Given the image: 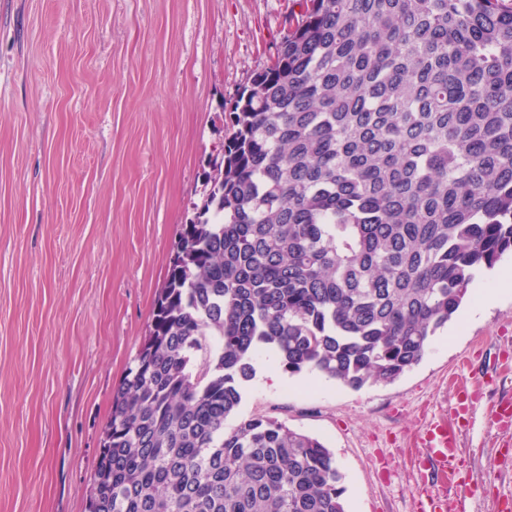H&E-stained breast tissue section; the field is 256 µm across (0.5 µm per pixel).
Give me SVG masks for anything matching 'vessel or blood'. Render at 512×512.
I'll use <instances>...</instances> for the list:
<instances>
[{
  "mask_svg": "<svg viewBox=\"0 0 512 512\" xmlns=\"http://www.w3.org/2000/svg\"><path fill=\"white\" fill-rule=\"evenodd\" d=\"M449 421L433 419L423 428L421 442L424 453L419 459V464L423 469L433 471L441 491L437 494H428L421 500L418 512H445L442 491L455 492L465 484L460 445Z\"/></svg>",
  "mask_w": 512,
  "mask_h": 512,
  "instance_id": "vessel-or-blood-1",
  "label": "vessel or blood"
}]
</instances>
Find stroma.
Segmentation results:
<instances>
[{
    "instance_id": "stroma-1",
    "label": "stroma",
    "mask_w": 512,
    "mask_h": 512,
    "mask_svg": "<svg viewBox=\"0 0 512 512\" xmlns=\"http://www.w3.org/2000/svg\"><path fill=\"white\" fill-rule=\"evenodd\" d=\"M302 0H0V512H85L112 395L151 322L227 112ZM512 295L458 314L421 363L360 390L265 352L239 414L321 438L346 512H415L423 416L456 390L467 485L453 512L512 492L490 414L512 396Z\"/></svg>"
}]
</instances>
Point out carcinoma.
Masks as SVG:
<instances>
[{
  "mask_svg": "<svg viewBox=\"0 0 512 512\" xmlns=\"http://www.w3.org/2000/svg\"><path fill=\"white\" fill-rule=\"evenodd\" d=\"M303 4L225 113L113 396L92 512H346L319 438L225 427L253 359L391 383L512 255V5Z\"/></svg>",
  "mask_w": 512,
  "mask_h": 512,
  "instance_id": "carcinoma-1",
  "label": "carcinoma"
}]
</instances>
